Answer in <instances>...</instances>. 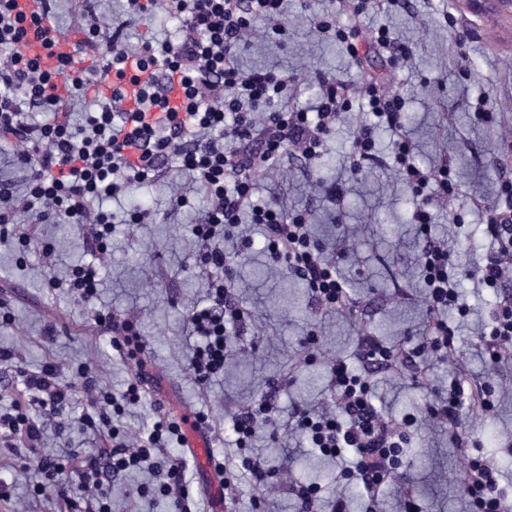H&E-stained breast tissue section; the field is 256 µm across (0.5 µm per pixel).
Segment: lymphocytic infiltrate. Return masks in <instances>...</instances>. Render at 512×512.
Instances as JSON below:
<instances>
[{
    "mask_svg": "<svg viewBox=\"0 0 512 512\" xmlns=\"http://www.w3.org/2000/svg\"><path fill=\"white\" fill-rule=\"evenodd\" d=\"M56 2L35 0V11L26 15L18 11L17 0H0V155H11L25 176L20 196L10 182L0 180V242H8V227L19 212L37 224L81 225L91 259L71 267L66 286L77 300L95 304L100 285L96 260L108 252L113 225L150 224L156 219L147 209L114 212L105 208V201L160 181L175 161L191 172L193 184L169 198L170 209L191 207L198 194L207 201L192 227L200 268L209 284L205 304L195 305L189 314L197 338L191 371L198 383L207 384L223 373L230 339L249 330V317L235 297L229 260L214 246L215 239L234 237L242 220L262 226L273 265L288 268L316 308L357 315L338 274L347 257L345 243L326 247L311 235L305 216L291 217L274 203L252 199L256 175L283 161L289 148L311 161L323 155L326 137L348 102L345 86L313 71L309 77L319 88L314 111L295 112L288 108L296 90L292 73L272 68L242 71L241 50L256 21L273 22L275 32L284 34L279 23L283 0H125L130 22L148 24L162 15L180 23L175 37L137 46L106 26L96 0H71L76 30L82 35L75 50L90 55L89 64L77 75L71 73L66 56L48 67L29 50L31 41L41 38L44 25H56ZM162 78L180 86L179 105H171L159 87ZM61 84L66 87L62 96L56 92ZM359 92L374 122L361 126L354 139L351 171L362 172L375 160V129L384 126L396 137L394 164L406 185L418 194L435 179L443 194H451L447 168L436 173L424 168L403 135V97L372 77ZM413 220L426 233L418 256L427 312L422 343L412 349L395 348L372 334H361L359 371L350 370L339 357L329 362L331 406L298 407L291 414L299 435L322 456L338 458L345 450L353 451L343 476L362 492L364 512H376L380 493L396 482L408 441L407 421L374 404L370 376L407 370L419 385H427L428 356L457 351L449 311L468 314L457 303L459 272L452 262V244L428 235L430 217L425 209H417ZM483 232L486 254L474 276L478 287L495 289L512 279V206L487 209ZM95 323L110 334L120 355L143 361L146 345L131 318L100 311ZM480 341L494 363L512 365V295L500 297ZM76 375L102 408L103 423H111L113 415L142 398L140 380H133L117 397L97 385L90 366L78 367ZM20 378L25 399L12 413L0 416V442L19 438L36 446L44 435L45 418L63 415L72 390L58 382L51 364L35 373L21 372ZM493 406L487 383L461 372L426 410L428 421L452 430L465 467L462 498L467 512L505 508L501 470L474 453L461 433L463 413H484ZM277 412L272 397L264 394L235 414L232 431L240 462L218 459L214 469L226 477L225 496L234 495L239 478L247 475L262 490L287 485L300 512H313L320 493L317 485L284 481L282 471L265 468L248 452L257 429L273 425ZM182 440L180 422L160 409L146 440L137 447L121 441L74 460L40 453L33 462L71 512H112V477L145 465L153 472L168 512H193L187 463L168 453L171 443Z\"/></svg>",
    "mask_w": 512,
    "mask_h": 512,
    "instance_id": "lymphocytic-infiltrate-1",
    "label": "lymphocytic infiltrate"
}]
</instances>
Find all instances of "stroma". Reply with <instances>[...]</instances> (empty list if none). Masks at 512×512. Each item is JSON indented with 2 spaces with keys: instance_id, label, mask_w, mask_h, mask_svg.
Segmentation results:
<instances>
[{
  "instance_id": "1",
  "label": "stroma",
  "mask_w": 512,
  "mask_h": 512,
  "mask_svg": "<svg viewBox=\"0 0 512 512\" xmlns=\"http://www.w3.org/2000/svg\"><path fill=\"white\" fill-rule=\"evenodd\" d=\"M321 13L356 29L358 56L317 30ZM282 22L287 37L252 38L241 54L242 71L292 72L298 83L293 105L309 111L316 91L307 75L317 69L351 89V105L329 136L320 165L289 154L282 164L257 176L253 198L305 212L315 238L349 232L350 260L342 274L363 314L351 319L314 308L296 277L269 271L260 225H243L237 237L225 241L224 250L233 261L238 300L252 317L251 332L233 340L224 373L200 385L190 370L195 338L187 316L205 298L208 284L198 267L192 215L163 212L170 183L185 189L191 185L190 174L174 167L167 181L134 189V199L159 208L160 214L152 224L115 225L101 260L102 281L93 308L67 289L50 285L84 259L81 226L34 224L27 214L18 215L29 237L28 251L21 255L0 243V305L12 315L10 323L0 324V348L15 355L13 363L0 365V414L12 412L22 398L19 372H36L51 363L60 383L73 390V412L63 427H49L44 452L66 455L108 448L112 439L107 432L79 424L80 417L95 414L97 407L74 370L81 363L90 365L98 383L117 395L142 370L146 381L141 401L113 417V425L132 441L145 435L161 403L157 389L162 386L185 409L205 416L213 452L221 455L232 446L235 410L271 390L279 407V440L270 443L262 429L253 447L268 466L285 469L293 480L318 483L324 498H334L339 463L318 456L291 433L289 411L302 402L329 404L327 364L337 356L351 357L362 332L374 331L396 346L410 345L422 336L426 318L417 263L422 236L411 222L418 200L392 164L390 135L378 133L379 158L363 172L351 173L346 164L354 138L368 120L357 90L369 72L404 97L406 135L419 162L434 170L445 164L451 171L452 196L442 197L434 183L424 190L431 233L452 243L463 268L458 292L469 313L459 321V356L471 374L495 389L494 409L466 421L463 431L512 479V367L494 368L476 338L498 293L475 288L467 273L480 244V208L504 203L502 186L512 182V45L502 42L489 19L458 21L455 0H407L403 8L376 0L359 15L344 13L338 0H284ZM382 28L409 47L407 61L394 64L376 52L372 38ZM332 181L344 190L336 210L323 201L318 188ZM98 307L134 315L147 343L145 367L120 356L109 338L100 335L94 321ZM310 335L317 338L311 361L303 345ZM375 389L384 407L415 417L404 460L422 512H463V463L447 428L424 418L432 398L429 390L417 386L407 371L377 376ZM30 454L19 440L13 447H0V482L11 491L10 497H0V512H67L53 486L34 491L40 476L26 465ZM148 478L143 468L114 479L112 512H165L163 499L141 496ZM229 512H297V505L281 488L262 493L245 479L229 501Z\"/></svg>"
}]
</instances>
